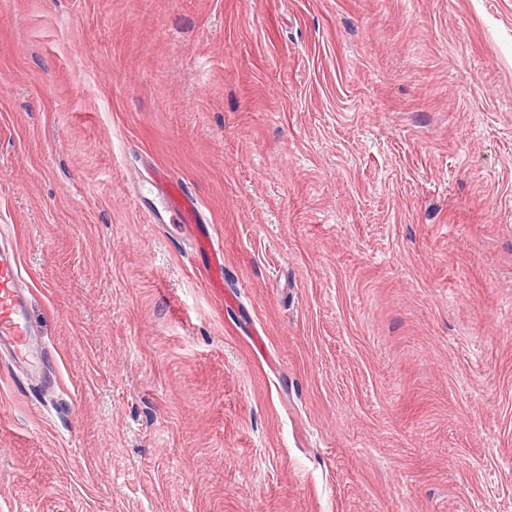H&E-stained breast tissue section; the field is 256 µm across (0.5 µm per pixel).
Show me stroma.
<instances>
[{"instance_id":"1","label":"stroma","mask_w":512,"mask_h":512,"mask_svg":"<svg viewBox=\"0 0 512 512\" xmlns=\"http://www.w3.org/2000/svg\"><path fill=\"white\" fill-rule=\"evenodd\" d=\"M1 223L0 512H512V0H0ZM159 205L150 207L148 216L152 224H184L192 234L196 255L207 258L206 281L210 288L221 292L224 288V254L215 244L210 226L201 224V210L196 196L179 181L162 176L150 184ZM26 280L19 255L0 245V348H7L16 364H37L41 340L29 318Z\"/></svg>"}]
</instances>
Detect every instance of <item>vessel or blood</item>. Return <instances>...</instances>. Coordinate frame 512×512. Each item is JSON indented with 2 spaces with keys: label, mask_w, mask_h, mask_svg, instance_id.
Here are the masks:
<instances>
[{
  "label": "vessel or blood",
  "mask_w": 512,
  "mask_h": 512,
  "mask_svg": "<svg viewBox=\"0 0 512 512\" xmlns=\"http://www.w3.org/2000/svg\"><path fill=\"white\" fill-rule=\"evenodd\" d=\"M157 199L148 216L154 224L186 225L194 239V252L206 256V281L210 288L224 286V254L215 244L209 225L201 221L196 196L179 181L160 177L150 186ZM26 280L15 250L0 246V348L9 349L19 365H33L42 358L41 340L29 318Z\"/></svg>",
  "instance_id": "obj_1"
}]
</instances>
